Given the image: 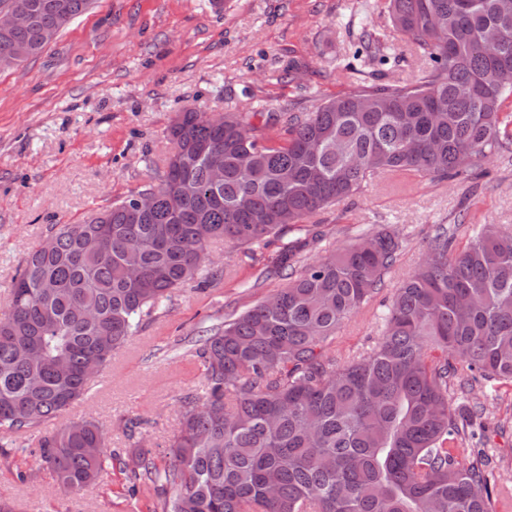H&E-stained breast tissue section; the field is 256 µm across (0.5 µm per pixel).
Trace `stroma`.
<instances>
[{
	"mask_svg": "<svg viewBox=\"0 0 512 512\" xmlns=\"http://www.w3.org/2000/svg\"><path fill=\"white\" fill-rule=\"evenodd\" d=\"M93 0L44 51L0 71V315L29 250L53 224H77L150 181L171 145L167 128L185 108L202 112H307L358 88L343 61L370 35L399 63L383 80L411 83L426 69L388 0ZM300 68L286 74L289 61ZM464 249L483 224L512 228V147L451 180L411 171L375 176L352 196L288 227L282 240L251 251L214 245L220 277L189 283L145 319L92 379L86 395L38 430L0 433L20 453L0 456V501L13 512H154L152 488L129 493L119 469L73 494L60 488L37 449L39 436L82 418L97 420L120 455L137 446L162 453L184 397L200 394L194 355L205 331L232 321L283 288L281 242L316 240L303 264L387 227L402 241L377 293L346 319L330 352L343 359L370 350L387 304L416 268L438 225ZM479 419L464 447L482 452L512 505V383L478 380L457 393ZM143 418L132 428L133 418Z\"/></svg>",
	"mask_w": 512,
	"mask_h": 512,
	"instance_id": "obj_1",
	"label": "stroma"
}]
</instances>
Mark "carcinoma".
<instances>
[{
  "mask_svg": "<svg viewBox=\"0 0 512 512\" xmlns=\"http://www.w3.org/2000/svg\"><path fill=\"white\" fill-rule=\"evenodd\" d=\"M91 0H0V70L39 54ZM430 66L414 84L359 80L311 112L188 108L168 128L166 169L80 224H57L27 255L0 317V431H32L84 396L92 376L170 299L217 276L210 245L265 246L290 224L355 193L375 172L459 176L512 144V17L498 0H390ZM437 20L448 42L436 38ZM502 34L489 55L481 35ZM383 46L362 41L345 68L365 75ZM380 107L367 110L363 100ZM284 132L281 142L263 136ZM224 156V181L210 156ZM152 196L146 212L135 197ZM439 225L395 290L374 349L339 362V325L372 296L400 241L377 232L310 264L283 244L287 284L201 339L205 388L182 404L164 463L104 451L94 419L38 439L58 483L77 492L113 467L164 495L161 512H494L486 462L455 444L473 413L448 383L512 381V230L482 225L449 252Z\"/></svg>",
  "mask_w": 512,
  "mask_h": 512,
  "instance_id": "obj_1",
  "label": "carcinoma"
}]
</instances>
